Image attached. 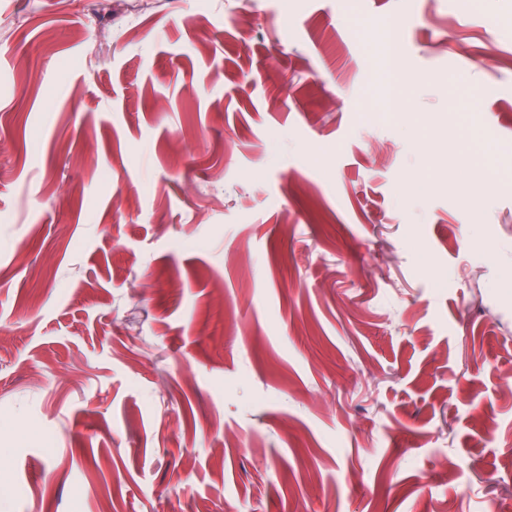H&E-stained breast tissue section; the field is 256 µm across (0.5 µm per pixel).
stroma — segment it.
Here are the masks:
<instances>
[{
	"label": "stroma",
	"instance_id": "obj_1",
	"mask_svg": "<svg viewBox=\"0 0 512 512\" xmlns=\"http://www.w3.org/2000/svg\"><path fill=\"white\" fill-rule=\"evenodd\" d=\"M510 171L512 0H0V512H512Z\"/></svg>",
	"mask_w": 512,
	"mask_h": 512
}]
</instances>
